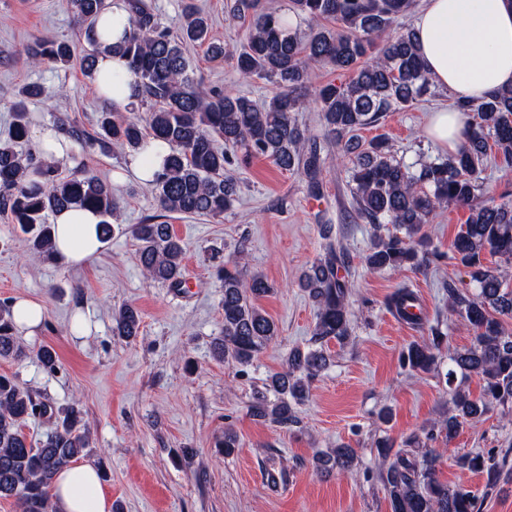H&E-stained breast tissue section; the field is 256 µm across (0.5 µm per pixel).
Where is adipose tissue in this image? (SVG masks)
<instances>
[{
	"mask_svg": "<svg viewBox=\"0 0 512 512\" xmlns=\"http://www.w3.org/2000/svg\"><path fill=\"white\" fill-rule=\"evenodd\" d=\"M129 0H107L93 23L99 51L94 71L97 92L122 108L138 103L137 79L127 60L110 47L129 28ZM422 63L433 83L454 96L478 99L512 87V0H426L414 21ZM124 81L110 85L111 75ZM99 216L73 207L54 217L57 259L83 266L105 248L98 234ZM56 512H112L96 469L71 464L52 485Z\"/></svg>",
	"mask_w": 512,
	"mask_h": 512,
	"instance_id": "adipose-tissue-1",
	"label": "adipose tissue"
}]
</instances>
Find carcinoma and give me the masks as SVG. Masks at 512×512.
Listing matches in <instances>:
<instances>
[{"instance_id": "1", "label": "carcinoma", "mask_w": 512, "mask_h": 512, "mask_svg": "<svg viewBox=\"0 0 512 512\" xmlns=\"http://www.w3.org/2000/svg\"><path fill=\"white\" fill-rule=\"evenodd\" d=\"M72 2L77 22L85 27L91 44L93 18L104 0ZM258 4L259 0H238L235 5L236 17L252 12L236 67L244 80L265 79L279 87L266 104L259 106L244 95L224 92L195 78L182 45L206 43L214 56H224L223 45L209 42L204 14L188 10L173 28L162 22L146 0H130L129 32L115 50L128 59L141 86L140 104L149 110L143 116L104 112L100 129L108 139L132 150L149 139L168 145L169 154L154 184L165 212L224 214L237 195V184L224 176L229 148H243L246 154L263 156L282 170L300 172L310 193L318 195L324 159L316 137L293 116L304 105L298 91L307 87L315 64L351 73L348 81L315 91L324 135L336 144L338 158L353 164L352 193L359 217L405 232L374 239L364 256L366 267L380 272L426 265L430 250L423 225L447 206H465L470 215L454 239L453 254L470 269L479 288L477 295L470 296L448 286V308L474 331L471 347L448 354V416L424 436L405 438L396 451L389 439L377 441V454L388 462L379 471V479L391 512H481V501L471 491L450 488L439 480L438 446H448L463 423L481 421L491 408H512V333L502 323V318H512V288L503 270L483 264L487 253L512 262V200H496L482 177L492 152L512 164V88L491 92L476 102L453 101L452 109L468 116L461 146L442 160L407 166L394 159L386 139L363 143L357 131L375 124L387 112L417 102L429 91L431 78L423 68L414 30L392 33L393 24L411 10L414 0H289L288 12L318 23L306 39L288 31L282 13L260 9ZM326 22L338 28L332 30L324 26ZM75 55L76 47L68 43L41 45L31 52L34 61L55 65H67ZM39 95L37 86L21 91L23 100L15 106L11 138L0 142V209L10 213L21 232L30 235V248L49 259L53 257L49 214L72 205L91 208L101 217L102 233L107 236L119 199L91 169L63 176L57 164L15 150L14 143L26 139L29 132L24 99ZM60 129L79 144L96 142L74 122H63ZM133 235L149 277L180 286L184 247L172 225L137 224ZM342 267L344 251L330 245L326 256L304 272L300 287L316 308L313 335L306 349H292L282 371L271 374L263 390L254 394L249 405L254 418L283 427L299 423L298 407L307 400L311 383L329 365L324 345L332 339L348 340L351 284L339 275ZM216 275L224 288V328L214 341L215 356L249 366L276 336L274 323L253 302L270 288L259 277L244 281L235 262L217 269ZM416 300L411 289L400 287L389 307L399 318L420 327L422 318L410 312ZM113 321L114 335H138L141 316L135 307L122 306ZM430 332L431 342H413L403 351V363L412 371L428 372L437 365L436 351L444 336L434 327ZM24 357L26 351L15 336L12 308L1 305L0 359ZM471 373L483 381L477 398L454 385L457 375ZM48 413L57 416L56 427L34 446L21 427L27 419ZM91 447V434L78 406L55 411L34 399L15 378L0 374V498L17 499L23 512H53V475L87 455ZM353 461V450L346 446L316 456L321 470L345 469ZM457 464L486 474L488 487L496 485L501 463L495 457L463 454Z\"/></svg>"}]
</instances>
